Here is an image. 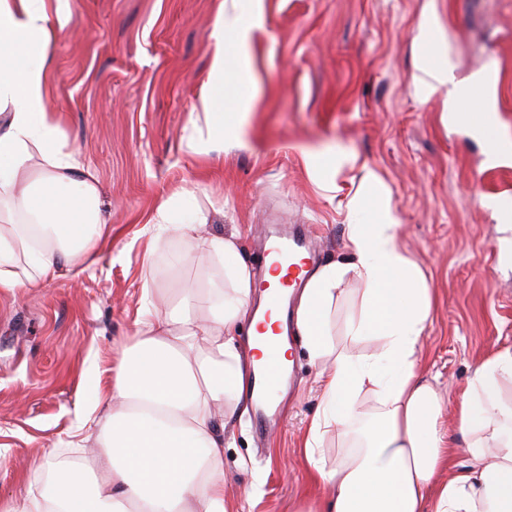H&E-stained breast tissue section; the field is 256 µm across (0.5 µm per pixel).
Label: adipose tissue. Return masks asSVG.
<instances>
[{
  "label": "adipose tissue",
  "instance_id": "obj_1",
  "mask_svg": "<svg viewBox=\"0 0 512 512\" xmlns=\"http://www.w3.org/2000/svg\"><path fill=\"white\" fill-rule=\"evenodd\" d=\"M65 17L48 18L46 0H0V201L21 221L0 225V291L37 289L62 272L97 262L103 226L99 191L78 153L63 150L59 120L45 103L50 51ZM423 80L459 113L469 83L451 61L424 45ZM42 162L30 170L33 155ZM207 265L221 268L231 295L216 283L180 288L159 314L146 304L133 345L75 447L103 449V467L85 469L50 449L5 512H232L224 494L221 415L245 408L255 340L240 344L255 286L236 237L205 241ZM345 258L317 267L295 311L296 328L318 368L323 407L303 443L306 466L324 490L296 512H512V348L482 361L468 380L456 428L471 467L449 470L444 401L421 374L420 340L432 312L428 278L403 248L392 215L348 227ZM361 285L354 336L373 339L362 359L333 353L331 319L348 279ZM371 395L370 413L359 400ZM356 429L353 451L327 466L323 439Z\"/></svg>",
  "mask_w": 512,
  "mask_h": 512
}]
</instances>
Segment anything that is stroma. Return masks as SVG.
<instances>
[{"instance_id": "1", "label": "stroma", "mask_w": 512, "mask_h": 512, "mask_svg": "<svg viewBox=\"0 0 512 512\" xmlns=\"http://www.w3.org/2000/svg\"><path fill=\"white\" fill-rule=\"evenodd\" d=\"M69 22L55 36L48 103L60 140L94 175L112 233L97 264L44 288L0 291V502L21 501L46 451L66 447L119 371L145 301L215 268L174 262L178 239L156 237L161 202L204 235H238L263 270L261 246L289 225L312 231L311 261L344 253L349 224L389 210L401 242L431 279L423 375L446 403L454 464L471 457L454 408L474 369L512 348V0H47ZM235 14L247 40L224 23ZM223 39H216V32ZM438 32L458 78L489 76L492 133L445 116L418 69V32ZM224 56L223 130L187 144ZM374 182H364L365 172ZM152 294H144V282ZM332 321L336 349L371 351L349 335L359 284L348 280ZM294 388L277 430L225 418L226 495L237 512H295L320 486L301 455L321 405L317 370L294 343ZM261 493L248 497L252 483Z\"/></svg>"}]
</instances>
